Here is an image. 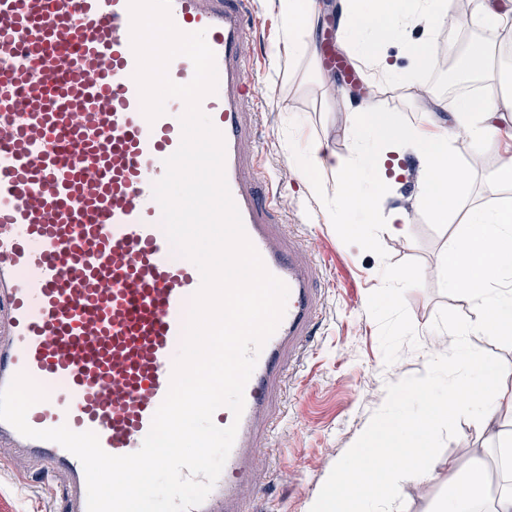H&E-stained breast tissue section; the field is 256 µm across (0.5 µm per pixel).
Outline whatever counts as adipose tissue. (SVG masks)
<instances>
[{"label": "adipose tissue", "instance_id": "obj_1", "mask_svg": "<svg viewBox=\"0 0 512 512\" xmlns=\"http://www.w3.org/2000/svg\"><path fill=\"white\" fill-rule=\"evenodd\" d=\"M419 16L432 25L481 22L492 29L512 27V14L497 9L494 0H470L468 15L454 9L453 0H342L341 26L366 54L380 43L397 39L404 19ZM281 19L296 53L308 50L316 23L312 0H282ZM512 95L501 79L488 80L481 96L465 97L455 105L452 135L492 143ZM468 232L448 248L451 284L463 299L480 309L476 322L457 332L454 354L443 340L432 342L428 369L410 391L421 407L388 426L372 427L360 447L350 449L332 471L310 512H368L370 504L394 498L403 482L421 486L436 476L437 462L427 445L430 436L461 410H470L482 434L496 439L501 459L512 461V436L503 421L512 418V396L501 389L506 371L500 365L475 360L467 344L473 334L512 338V210L474 209L468 214ZM354 484H347L348 474ZM439 512H512V483L491 485L482 469L468 474L449 473Z\"/></svg>", "mask_w": 512, "mask_h": 512}]
</instances>
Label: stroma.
I'll list each match as a JSON object with an SVG mask.
<instances>
[{"instance_id": "obj_1", "label": "stroma", "mask_w": 512, "mask_h": 512, "mask_svg": "<svg viewBox=\"0 0 512 512\" xmlns=\"http://www.w3.org/2000/svg\"><path fill=\"white\" fill-rule=\"evenodd\" d=\"M315 2L314 48L306 56L288 51L281 0L247 3L253 23L250 72L262 92L251 117L258 155L281 189L280 218L285 229L321 267L322 288L316 335L296 350L271 408V429L256 451L258 479L248 491V512H309L312 498L322 490L337 462L358 445L369 427L392 423L401 412H418L409 386L425 372L432 337L454 342L456 331L480 315L448 286L444 261L448 245L465 235L467 209L512 206V183L492 178L502 161L501 144L512 141L509 112L497 144L452 137L453 147L473 169L477 181L465 208L445 228L434 230L421 212L419 187L426 162L420 150L398 146L385 163L389 191L381 201V211L387 216L402 214L408 234L380 233L388 252L384 260L340 239L298 167L293 148L320 145L318 170L327 195H334L337 174L353 153L357 107L376 94L382 106L400 112L410 125L438 132L453 123L456 101L448 96L449 85L470 83L472 77L458 59L437 79L424 73L412 81L406 78L407 48L427 34L425 22L418 21L407 28L402 40L380 49L394 68L395 80L381 78L374 59L341 34L336 37V54L352 61L361 77L356 81L328 79L321 48L330 26L339 22L336 7L341 0ZM409 260L419 261L424 275L422 286L405 293L419 346L403 347L399 359L388 366L378 325L367 311L368 297L383 284L384 263ZM468 346L479 360L509 368L502 390L512 395V339L472 335ZM430 446L441 463V476L449 466L467 470L476 461L490 463L497 456L496 441L477 430L466 410L435 431ZM441 476L422 488L404 484L398 500L376 502L374 512H433L445 494ZM63 482L62 475L40 474L29 456L0 447V512H59Z\"/></svg>"}]
</instances>
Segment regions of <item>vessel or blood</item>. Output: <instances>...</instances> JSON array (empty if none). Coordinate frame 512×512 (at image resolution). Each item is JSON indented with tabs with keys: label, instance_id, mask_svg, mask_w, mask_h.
<instances>
[{
	"label": "vessel or blood",
	"instance_id": "b4317fda",
	"mask_svg": "<svg viewBox=\"0 0 512 512\" xmlns=\"http://www.w3.org/2000/svg\"><path fill=\"white\" fill-rule=\"evenodd\" d=\"M245 0H170L186 33L204 32L218 85L201 101L222 134L225 176L247 237L288 287L285 313L246 384L244 409L218 408L237 435L194 512H245L254 450L269 426L290 355L320 316L317 264L280 224V196L250 144L257 94L249 79ZM129 0H0V389L20 374L46 394L33 428L92 431L109 454L135 453L181 354L197 266L174 257L153 185L180 145L183 100L148 120L134 79ZM171 81L192 62L174 57ZM65 472L60 512H87L79 459L0 421V443Z\"/></svg>",
	"mask_w": 512,
	"mask_h": 512
}]
</instances>
